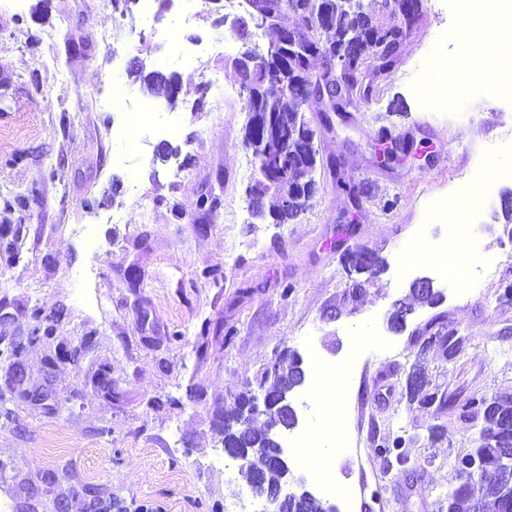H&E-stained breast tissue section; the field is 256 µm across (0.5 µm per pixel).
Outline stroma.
Returning <instances> with one entry per match:
<instances>
[{
  "label": "stroma",
  "mask_w": 512,
  "mask_h": 512,
  "mask_svg": "<svg viewBox=\"0 0 512 512\" xmlns=\"http://www.w3.org/2000/svg\"><path fill=\"white\" fill-rule=\"evenodd\" d=\"M366 2L380 24L406 25L401 55L388 71L368 67L331 125L311 113L318 191L298 220L278 225L250 213L257 167L242 143L245 94L233 66L245 45L267 46L268 31L238 40L224 0H169L146 21L133 2L119 16L101 0H0V194L20 196L0 201V232L17 252H0V347L21 346L23 375L10 418L0 417V512H93L105 501L226 512L251 489L238 461L216 463L213 416L284 348L308 372L294 391L299 428L322 413L311 396L316 362L343 375L339 425L352 445L335 450L333 464L353 512H440L481 428L461 421L462 409L512 391V239L499 220L512 191V142L500 138L512 128V95L462 76L448 105L418 96L434 63L461 57L455 0H421L408 24L381 0ZM184 11L194 16L184 50L218 39L223 54L189 61L172 50L167 34ZM137 59L180 77L181 107L158 106L174 127L166 161L158 138L134 152L115 140L102 106L117 83L148 101L127 71ZM211 69L222 87L207 88ZM388 133L411 154L382 162ZM479 172L494 181L492 200L472 211L461 191ZM209 193L220 207H200ZM439 201L475 228L469 247L500 256L495 275L409 266L415 238L448 237ZM76 224L95 225L98 250L72 235ZM348 248L374 252L385 270L352 288ZM419 276L444 300L393 332V305ZM431 319L439 342L417 353L411 333ZM447 339L460 341L456 357ZM75 347L79 361L65 360ZM415 368L436 402L409 400ZM400 437L406 463L376 453Z\"/></svg>",
  "instance_id": "35a3bbf8"
}]
</instances>
